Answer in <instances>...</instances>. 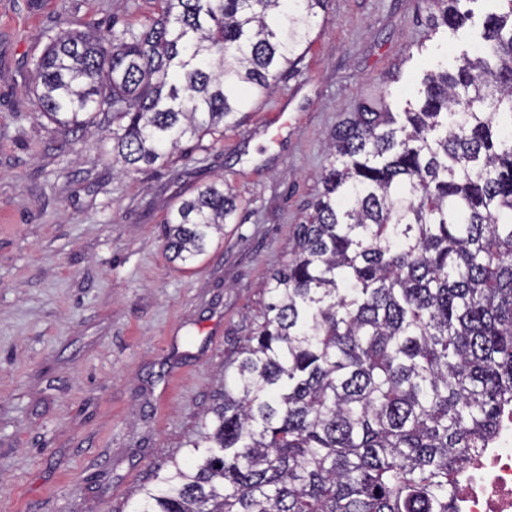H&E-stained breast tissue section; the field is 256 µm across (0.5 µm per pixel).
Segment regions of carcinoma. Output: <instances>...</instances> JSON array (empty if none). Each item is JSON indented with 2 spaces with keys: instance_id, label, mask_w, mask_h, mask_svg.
I'll return each instance as SVG.
<instances>
[{
  "instance_id": "carcinoma-1",
  "label": "carcinoma",
  "mask_w": 512,
  "mask_h": 512,
  "mask_svg": "<svg viewBox=\"0 0 512 512\" xmlns=\"http://www.w3.org/2000/svg\"><path fill=\"white\" fill-rule=\"evenodd\" d=\"M158 2L109 38L94 22L48 34L32 60L44 114L74 134L108 118L126 173L298 72L328 4ZM473 2L427 0L430 30H457ZM496 2L415 104L363 103L338 126L224 406L132 512H456L457 475L512 413V0ZM236 211L222 182L181 199L169 258L205 255Z\"/></svg>"
}]
</instances>
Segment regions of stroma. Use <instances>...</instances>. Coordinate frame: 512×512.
<instances>
[{
  "mask_svg": "<svg viewBox=\"0 0 512 512\" xmlns=\"http://www.w3.org/2000/svg\"><path fill=\"white\" fill-rule=\"evenodd\" d=\"M494 8L475 0L465 27L434 34L418 0H329L298 73L239 126L123 174L102 132L78 139L42 113L31 61L47 35L141 21L157 0H0V512H130L188 459L337 126L363 101L404 105L474 50ZM219 179L233 223L196 262L171 261L170 207Z\"/></svg>",
  "mask_w": 512,
  "mask_h": 512,
  "instance_id": "35a3bbf8",
  "label": "stroma"
}]
</instances>
